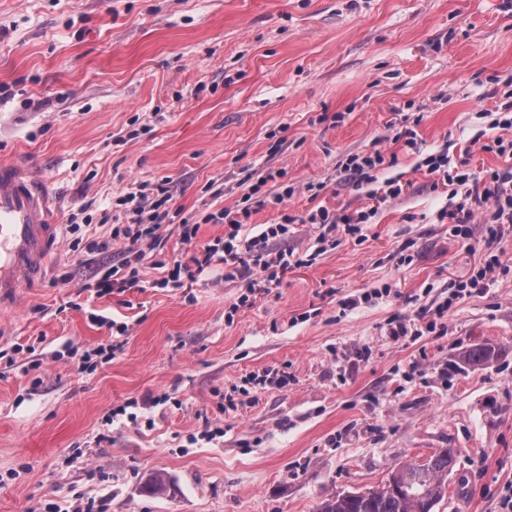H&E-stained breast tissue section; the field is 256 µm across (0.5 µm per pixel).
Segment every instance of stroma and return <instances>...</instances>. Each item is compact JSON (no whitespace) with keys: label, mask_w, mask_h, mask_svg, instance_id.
<instances>
[{"label":"stroma","mask_w":512,"mask_h":512,"mask_svg":"<svg viewBox=\"0 0 512 512\" xmlns=\"http://www.w3.org/2000/svg\"><path fill=\"white\" fill-rule=\"evenodd\" d=\"M511 94L512 0H0V160L46 180L60 224L49 277L0 313V512H316L445 448L436 512H512V225L455 236L448 187L397 139L470 151L483 175L503 160L473 138ZM373 150L397 199L344 180ZM271 173L295 189L284 204L252 190ZM135 182L199 229L188 244L163 224L137 284L99 297ZM245 199L250 233L296 218L270 243L296 258L280 283L244 304L259 270L215 263L164 286L223 237L206 215ZM322 206L371 217L321 243L305 218ZM489 250L503 270L455 297ZM448 298L444 330L390 336ZM112 320L120 348L83 367ZM476 345L495 356L470 365ZM271 368L286 388L253 382ZM131 399L135 419L112 416ZM155 471L169 495L141 492Z\"/></svg>","instance_id":"stroma-1"}]
</instances>
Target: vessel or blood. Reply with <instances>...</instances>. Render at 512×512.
<instances>
[{
  "label": "vessel or blood",
  "mask_w": 512,
  "mask_h": 512,
  "mask_svg": "<svg viewBox=\"0 0 512 512\" xmlns=\"http://www.w3.org/2000/svg\"><path fill=\"white\" fill-rule=\"evenodd\" d=\"M57 211L48 185L30 168L0 161V310L45 279L58 250Z\"/></svg>",
  "instance_id": "1"
}]
</instances>
